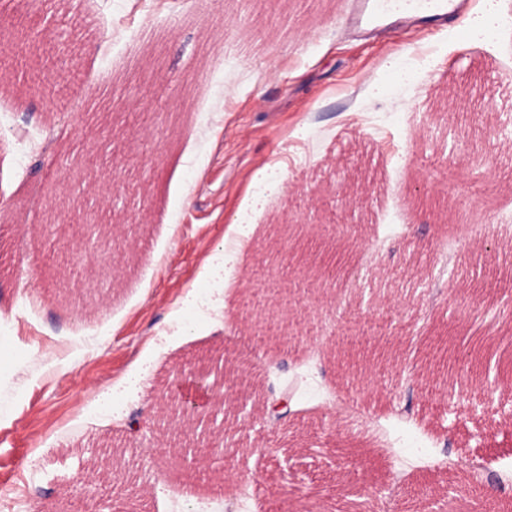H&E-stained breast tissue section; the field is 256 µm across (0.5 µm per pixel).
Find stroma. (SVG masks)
<instances>
[{
  "mask_svg": "<svg viewBox=\"0 0 512 512\" xmlns=\"http://www.w3.org/2000/svg\"><path fill=\"white\" fill-rule=\"evenodd\" d=\"M346 0H50L37 24L61 63L38 56L43 92L13 71L0 97V512L17 497L70 512L103 448L156 484L147 512H240L198 464L149 452L133 433L177 366L223 350L248 370L226 402L225 478L252 483L248 512L332 497L366 512H445L449 498L512 512V368L492 388L467 360L440 373L431 346L512 338V24L492 39L408 27L364 36ZM236 31L224 39L225 27ZM433 57L397 82L392 62ZM380 79L373 97L367 83ZM89 154L81 183L47 166ZM82 189L114 228L115 279L69 263V236L34 242L44 185ZM367 190L346 202L337 185ZM312 242L355 225L343 256L355 297L317 343L336 291L261 263L272 225ZM481 222L477 243L466 226ZM236 241L232 260L214 256ZM279 312L260 359L244 305ZM292 389L284 419L267 409ZM357 401L373 433L339 422Z\"/></svg>",
  "mask_w": 512,
  "mask_h": 512,
  "instance_id": "stroma-1",
  "label": "stroma"
}]
</instances>
